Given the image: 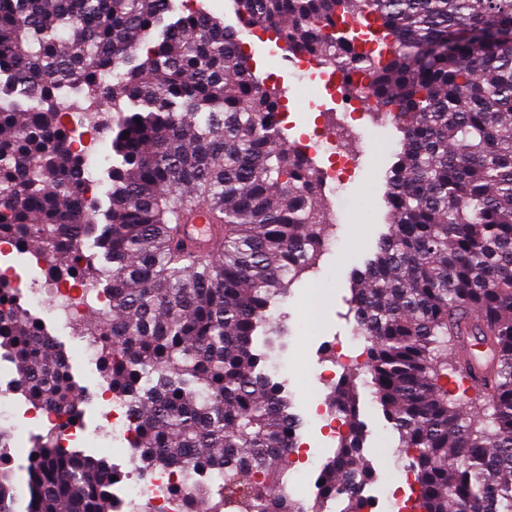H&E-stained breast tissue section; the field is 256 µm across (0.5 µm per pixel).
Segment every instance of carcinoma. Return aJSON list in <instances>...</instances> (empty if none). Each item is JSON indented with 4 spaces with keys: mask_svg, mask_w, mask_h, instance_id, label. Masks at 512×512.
<instances>
[{
    "mask_svg": "<svg viewBox=\"0 0 512 512\" xmlns=\"http://www.w3.org/2000/svg\"><path fill=\"white\" fill-rule=\"evenodd\" d=\"M245 26L288 52L364 74L397 113L385 173L389 232L353 283L363 363L328 406L346 431L309 504L274 492L288 467L293 398L256 338L318 265L333 227L322 172L286 143L278 94L235 47V30L174 0H0V238L52 256L51 281L110 289L90 320L98 360L129 408L143 470L216 474L170 489L186 512H366L359 387L399 435L417 485L410 512H512V0H233ZM112 105L109 207L83 198L71 148L85 119L70 92ZM205 208L202 256L178 239ZM486 347L485 360L472 352ZM35 407L79 420L62 345L38 320L0 314V351ZM488 371L481 413L448 375ZM0 424V512H109L104 457L34 441L23 473ZM29 497L17 510V485Z\"/></svg>",
    "mask_w": 512,
    "mask_h": 512,
    "instance_id": "cac0c4a2",
    "label": "carcinoma"
}]
</instances>
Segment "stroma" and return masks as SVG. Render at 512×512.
<instances>
[{
    "mask_svg": "<svg viewBox=\"0 0 512 512\" xmlns=\"http://www.w3.org/2000/svg\"><path fill=\"white\" fill-rule=\"evenodd\" d=\"M264 45L265 53L252 57L254 73L266 85L286 87L285 98L293 105L294 112L284 133L290 144H299L306 130V112L323 102L319 81L315 78L301 81L289 75L281 56L271 53L276 46L274 39H266ZM361 123L374 131L373 147L355 154L357 170L344 191L348 200L345 208H337L335 197L324 194L323 200L332 209L336 226L317 270L295 284L291 296L281 304L283 327L280 333L271 336L267 349L268 358L286 356L295 362L285 389L294 398V412L302 424L300 434L312 464L296 471L287 470L283 483L293 497L308 502L315 499L317 477L338 446L337 441L322 432L320 421L312 414L314 407L330 394L328 388L316 381L315 374L326 363L328 345L353 338V325L346 318L351 297L350 276L354 268L362 266L375 252L380 236L388 230L383 175L393 162L392 151L401 138L395 124L382 121L375 110H368ZM313 293L321 302V315L312 325L306 319V303ZM47 331L63 344L78 385L91 395L96 393L101 371L97 360L84 356L79 337L52 323ZM359 408L360 419L366 426L362 455L375 472L364 488L365 496L381 503L396 491L403 497H411V490L403 483L405 463L397 452L398 434L385 420L369 389L361 390Z\"/></svg>",
    "mask_w": 512,
    "mask_h": 512,
    "instance_id": "35a3bbf8",
    "label": "stroma"
}]
</instances>
